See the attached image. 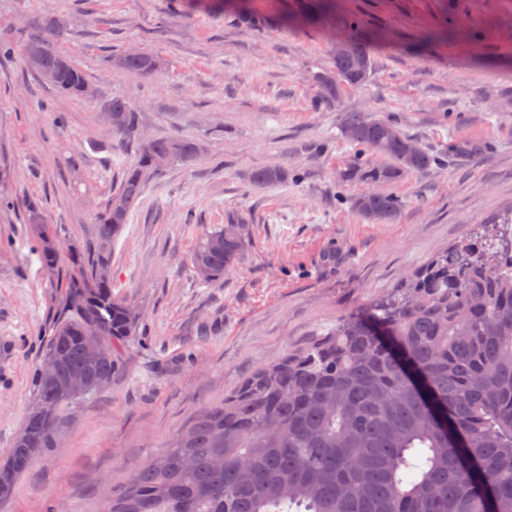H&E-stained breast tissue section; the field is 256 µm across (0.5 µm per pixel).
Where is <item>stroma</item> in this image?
<instances>
[{"label":"stroma","instance_id":"1","mask_svg":"<svg viewBox=\"0 0 512 512\" xmlns=\"http://www.w3.org/2000/svg\"><path fill=\"white\" fill-rule=\"evenodd\" d=\"M0 0V462L33 399L37 355L89 248L133 145L112 134L109 100L133 105L145 134L196 140V161L147 181L112 246L114 294L140 311L139 335L111 385L70 411L59 444L20 479L0 512H98L202 410L259 366L328 335L344 315L512 205V0ZM59 19L60 42L95 94L59 97L24 58L32 16ZM427 30L448 40L417 51ZM378 35L368 80L319 98L337 38ZM160 60L141 76L113 59ZM391 120L441 165L391 191L403 208L375 224L350 205L364 192L338 173L361 155L344 113ZM460 142L476 153L456 151ZM288 181L258 186L259 167ZM39 209L60 246L56 270L34 254ZM245 220L252 244L217 282L189 256L202 229Z\"/></svg>","mask_w":512,"mask_h":512}]
</instances>
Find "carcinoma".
<instances>
[{
	"label": "carcinoma",
	"mask_w": 512,
	"mask_h": 512,
	"mask_svg": "<svg viewBox=\"0 0 512 512\" xmlns=\"http://www.w3.org/2000/svg\"><path fill=\"white\" fill-rule=\"evenodd\" d=\"M63 22L33 20L27 47L41 50L50 82L62 97L84 98L82 69L44 32ZM335 77H320L324 99L357 87L373 61L358 35L338 40ZM364 78L356 79L360 61ZM146 75L159 60L125 52L115 59ZM113 134L137 146L105 207L97 213L92 255H76L80 275L67 283L64 315L38 356L33 402L23 435L5 465L19 475L56 446L65 413L83 400L68 393L72 378L89 394L122 370V349L138 335L140 313L99 278L112 266L120 236L157 162L191 163L199 153L189 138L141 139L139 113L112 99ZM345 138L384 162L354 157L345 182L391 185L430 167L437 158L391 121L347 112ZM288 169L256 170L251 182L274 185ZM363 218L382 224L402 201L387 191L351 200ZM44 266L57 251L39 212L28 217ZM481 232L438 253L397 287L342 317L329 335L257 367L224 403L203 410L132 474L124 489L106 496L100 512H512V207L480 225ZM245 225L214 224L193 248L202 280L218 281L250 246ZM96 334L103 353L88 357Z\"/></svg>",
	"instance_id": "carcinoma-1"
}]
</instances>
